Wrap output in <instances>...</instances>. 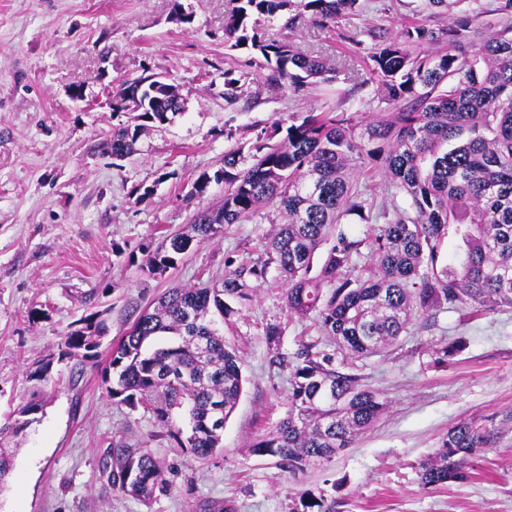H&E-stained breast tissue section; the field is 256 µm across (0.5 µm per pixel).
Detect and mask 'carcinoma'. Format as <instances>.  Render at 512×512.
Here are the masks:
<instances>
[{
    "label": "carcinoma",
    "instance_id": "obj_1",
    "mask_svg": "<svg viewBox=\"0 0 512 512\" xmlns=\"http://www.w3.org/2000/svg\"><path fill=\"white\" fill-rule=\"evenodd\" d=\"M358 0H234L224 44L260 54L272 83L294 87L337 79L317 55L286 41H268L253 15L286 17L293 28L307 14L321 25L353 12ZM499 29L479 13L457 9L436 31L422 23L367 48L372 74L388 108L360 123L345 112L313 110L288 117L286 136L251 150L231 149L224 166L203 174L189 199L211 183L224 202L194 211L188 228L163 233L139 269L162 277L224 226L267 219L275 206L285 222L257 261L226 259L221 285L213 278L173 286L142 311L112 346L102 381L113 402L152 413L170 444L196 459L224 448V426L244 388L235 347L215 327L252 300L270 270L287 284L285 306L315 321L336 352L356 357L386 352L416 318L470 308H512V0H498ZM104 154L136 153L147 124L162 125L184 110L176 85L156 73L118 82ZM382 177L403 204L393 210L365 195L362 180ZM364 224L363 234L348 230ZM322 264L313 270L317 252ZM375 264L363 267V254ZM109 326L103 313L79 318L59 344L63 357L94 361ZM52 362L35 364L27 400L0 425V489L14 467L10 441L40 421ZM390 400L334 357L304 345L291 368L288 414L259 436L251 453L279 459L294 474L329 460L374 426ZM512 430V410L448 429L434 456L418 467L423 487L464 482L469 463ZM112 490L150 500L166 488L163 464L145 448L121 446L106 467ZM292 512H327L311 492Z\"/></svg>",
    "mask_w": 512,
    "mask_h": 512
}]
</instances>
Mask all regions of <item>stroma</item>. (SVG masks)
Wrapping results in <instances>:
<instances>
[{"label": "stroma", "mask_w": 512, "mask_h": 512, "mask_svg": "<svg viewBox=\"0 0 512 512\" xmlns=\"http://www.w3.org/2000/svg\"><path fill=\"white\" fill-rule=\"evenodd\" d=\"M177 1L188 22L174 20ZM423 4L358 0L335 24L305 16L289 33L281 21L261 22L268 39L287 35L348 63L335 81L294 89L269 82L255 52L225 47L228 0H0V418L25 402L34 363L53 362L44 415L16 453L0 512H292L307 490L330 512H512V434L473 460V480L427 489L417 470L448 428L512 409V309L467 322L445 310L424 315L387 352L354 359L389 398L387 414L331 460L293 474L249 452L288 410L289 360L321 338L312 319L288 313L276 274L223 326L245 383L224 451L208 460L171 447L151 413L113 403L101 379L105 358L59 357L62 336L85 314L106 312L114 341L172 285L223 276L229 256L261 257L280 222L274 210L260 224L225 226L163 278H145L126 261L222 200L217 184L192 201L185 194L229 149L270 133L284 138L292 113L383 111L354 43L396 38L412 21L447 25V14ZM228 70L240 78L229 98ZM146 72L168 76L185 110L143 135L137 154L112 162L102 144L116 119L101 102L118 80ZM142 186L154 193L134 203ZM269 323L284 329L279 346L266 340ZM457 339L463 348L436 363V350ZM120 444L148 446L165 463L168 487L149 503L113 491L102 475Z\"/></svg>", "instance_id": "stroma-1"}]
</instances>
